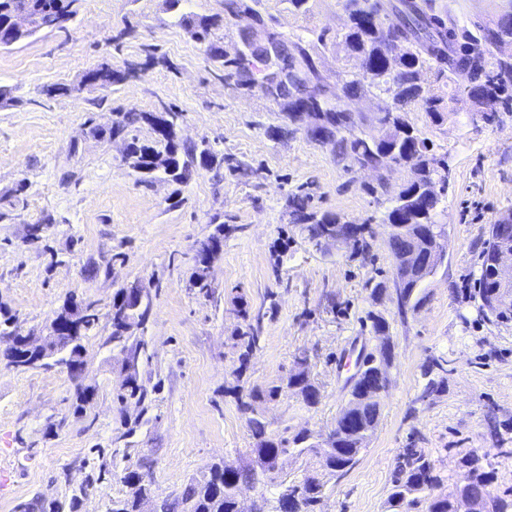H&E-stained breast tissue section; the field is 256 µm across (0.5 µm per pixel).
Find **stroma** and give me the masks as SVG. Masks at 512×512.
Returning a JSON list of instances; mask_svg holds the SVG:
<instances>
[{"label": "stroma", "mask_w": 512, "mask_h": 512, "mask_svg": "<svg viewBox=\"0 0 512 512\" xmlns=\"http://www.w3.org/2000/svg\"><path fill=\"white\" fill-rule=\"evenodd\" d=\"M232 13L224 0H76L75 19L0 47V305L23 334L41 335L69 298L98 301L141 281L151 289L152 311L143 332L139 365L144 405L119 403L124 355L106 344L111 328L100 323L85 340L84 383L95 389L93 406L73 408L66 372L0 364V468L14 475L0 489V512H16L34 498L52 503L82 489L77 512H107L126 497L124 467L147 455L153 461V494H178L215 462L245 465L255 441L227 387H280L259 412L270 432L327 435L348 399L353 369L343 356L393 345L389 382L381 395L377 429L358 463L327 477L319 512H387L395 471L405 449L430 455L442 490L463 484L460 454L475 450L494 471L491 491L512 490V455L494 449L488 412L512 421V319L486 314L470 295L490 224L512 212V112L486 125L473 120L463 96L435 121L421 105L404 120L448 163V186L437 216L447 227L445 256L422 289L416 310L399 315L392 294L373 297L379 282H392L385 215L410 176L407 168L353 166L331 145L313 139L307 122L288 118L285 100L259 83L214 62L195 40L190 23L213 21L210 42L225 58L238 57L240 33L259 41H301L316 77L355 114L360 131L376 132V119L391 101L373 90L342 94L343 74L361 61L338 35L348 0H308L295 11L288 0H243ZM435 13L475 32L496 24L512 0H431ZM136 76L106 89L82 86L101 64ZM65 84L70 94L53 99L44 87ZM182 114L179 138L206 143L220 156L243 163L246 174L201 169L183 183L156 173L149 185L126 161L131 138L151 143L150 126L109 138L90 127L112 128L119 113ZM350 224H366L369 246L354 250L317 246L292 223L291 194ZM50 224L42 241L27 240L28 227ZM224 228V248L211 264L212 293L191 288L198 243ZM260 316L259 348L243 354L239 314ZM382 314L387 336L374 333L370 313ZM445 359L436 373L438 393L422 397L425 369ZM306 361L320 389L316 406L304 404L283 381ZM110 457L109 474L94 486L86 477L94 449ZM315 456L288 455L273 480L242 488L244 506L264 502L280 486L318 473Z\"/></svg>", "instance_id": "35a3bbf8"}]
</instances>
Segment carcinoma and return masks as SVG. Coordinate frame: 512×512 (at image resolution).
Returning <instances> with one entry per match:
<instances>
[{
	"instance_id": "cac0c4a2",
	"label": "carcinoma",
	"mask_w": 512,
	"mask_h": 512,
	"mask_svg": "<svg viewBox=\"0 0 512 512\" xmlns=\"http://www.w3.org/2000/svg\"><path fill=\"white\" fill-rule=\"evenodd\" d=\"M76 0H0V47H9L24 41L43 29L63 28L73 20ZM348 22L341 34V41L347 50L363 61L371 74L369 85L392 98L394 110L384 112L377 118L380 133L365 134L358 130V122L353 113L332 101L326 86L312 83L314 68L305 49L298 42L287 46L280 44L277 57L270 59L260 48L252 56L240 55L233 61L224 59L220 48L209 45L210 57L222 67H235L243 75L251 73L253 59L262 61L268 70L269 85H277L278 70L297 67L305 75V81H296L288 86V116L296 119L298 106L292 98L308 95L318 110L336 114V127L331 131L327 143L336 153L345 156L359 167L369 162L383 164L382 156L393 154L401 161V166L409 168L410 178L394 198L386 220L398 219L400 224L391 227L387 246L398 275L394 286L399 312L414 309L420 303L419 291L425 279L422 268L413 263L409 255H425L432 251L434 234L445 233V225L437 222V208L441 202V191L448 184V169L444 159L436 157L426 139L420 137L414 128L402 118L408 107L418 103L434 120L443 118L449 107L441 105V100L432 94L429 81L424 75L433 73L448 79V84L457 88L461 84L477 99L494 98L501 100L512 89V58L496 55L495 42L500 38L512 40V12H506L498 20L497 31L489 33L484 28L478 34L447 24L439 15L432 12L428 3L418 0H389L372 8L360 5L359 0H349ZM25 8L38 19V25L19 32L12 18L16 11ZM396 15L398 23L387 28L385 16ZM399 41L406 45L405 54L397 69H392L389 48L391 42ZM101 85H112L126 78L125 73L112 70L109 64L93 69ZM122 120L108 132L90 128L93 136L102 137L107 133L120 134L127 128L141 122L152 127L156 134L154 144L146 145L135 137L131 138L128 150L139 155L144 174L141 182H149L148 175L158 171L154 166V156L158 148L170 154V166L163 169L171 180H187L197 169H210L217 156L203 144H185L177 138L178 121L181 113L169 108L163 114L151 112H123ZM288 208L293 223L300 224L308 238L315 245L336 240V225L341 217L331 212H318L311 208L310 198L295 193L288 198ZM499 224L491 225V241L481 252V267L476 279L474 297L486 306L490 314L499 318L512 316V300L490 304L497 281L491 264L492 239L498 237ZM224 244V225L219 224L205 240L198 244L195 258V271L191 287L208 297L211 284L207 281L208 260L217 246ZM152 309L151 291L128 284L117 289L112 296L108 312L111 333L107 342L120 348L121 352L139 362L145 352L146 343L137 332L144 329ZM246 321V330L238 336L241 345L250 352L259 345L260 336L249 323L250 314L244 308L239 310ZM100 321V309L96 302H84V311L77 325L67 328L61 336L54 360L42 361L36 355V348H25L18 344L19 327L13 316L3 313L0 320V336L12 338V345L3 352L6 365L26 369L59 366L67 372L69 380H74L73 369L83 363L84 340L94 331ZM391 345L381 349V359L368 354L357 361L358 370L353 377L349 398L340 410L347 423L335 434L329 447L321 448L309 440L308 434L300 432L291 438L268 432L266 423L259 417L257 404L275 399L281 387L253 386L248 390L249 401L241 403V410L248 414L247 422L256 440L255 460L247 466H232L221 461L214 464L209 473L201 478L191 479L182 491L172 497L160 500L157 512H243L238 491L244 485L260 483L271 478L270 472L277 460L293 451L300 455L314 454L320 468L328 475L351 469L359 455L366 449L378 426L380 401L366 394V389H377L386 385L387 375H379L378 368H388L392 362ZM74 410L82 412L95 399L96 392L80 384H74ZM287 388H292L309 406L318 404L319 391L306 369H300L287 378ZM146 393L139 382V372H134L117 395V400L126 403L130 400L141 404ZM482 456L472 451L460 458V464L469 473L467 483L448 494L434 493L441 479L436 474L430 458L423 452L407 449L404 462L399 466L398 475L392 482L388 505L391 512H458L462 499L485 502L488 512H512V493L493 496L489 487L495 476L481 463ZM150 461L141 459L135 468H127L121 480L134 489L132 496L112 500L109 512H142L146 500L151 498L150 483L144 480ZM325 482L316 476H307L299 483H292L280 491L270 503L268 512H315L320 501ZM77 497L65 505L53 502L44 506L37 500L21 503L17 512H66L74 508Z\"/></svg>"
}]
</instances>
